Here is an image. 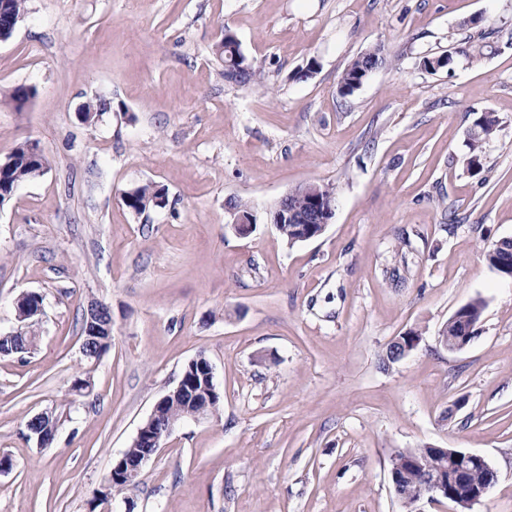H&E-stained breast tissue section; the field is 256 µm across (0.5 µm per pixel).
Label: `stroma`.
Segmentation results:
<instances>
[{
  "mask_svg": "<svg viewBox=\"0 0 512 512\" xmlns=\"http://www.w3.org/2000/svg\"><path fill=\"white\" fill-rule=\"evenodd\" d=\"M484 30L492 54L424 69ZM227 31L262 85L225 82ZM375 45L386 67L341 96ZM98 97L111 110L78 121ZM483 112L500 124L475 175ZM25 140L49 165L0 207V336L20 294L44 314L30 353L0 356V512H403L391 458L423 446L484 456L497 479L473 512H512V279L483 256L512 238V0H27L0 43V159ZM149 181L169 204L135 213L123 196ZM305 183L336 185V211L291 246L268 212ZM240 199L257 209L244 237ZM477 297L474 338L448 351L444 326ZM94 301L112 345L90 362ZM410 332L417 347L387 361ZM201 355L219 414L107 493ZM45 411L42 447L27 423ZM374 64H379L381 68L387 64L384 48L381 46L365 50L347 64L342 72L339 93L342 96L352 95L369 78H363L365 71ZM498 126L499 118L492 112H483L474 119L470 129L468 159V166L472 173L477 174L483 169L482 144L497 130ZM230 204L236 213H247L253 209L251 204L247 201L236 200ZM233 209H231L232 222L229 224L230 228L239 236L249 235L256 225L257 218L255 212L253 211L249 216H244L242 214H236Z\"/></svg>",
  "mask_w": 512,
  "mask_h": 512,
  "instance_id": "stroma-1",
  "label": "stroma"
}]
</instances>
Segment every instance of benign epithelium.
<instances>
[{"label":"benign epithelium","mask_w":512,"mask_h":512,"mask_svg":"<svg viewBox=\"0 0 512 512\" xmlns=\"http://www.w3.org/2000/svg\"><path fill=\"white\" fill-rule=\"evenodd\" d=\"M281 218L294 224H305L308 227L307 234L303 240L308 241L322 234L335 214L336 202L328 201L320 197L319 192L314 190L303 199H292L284 194L279 199ZM256 225V215L244 216L232 214L230 228L239 236H247ZM473 339L472 328L466 324L462 325V331L457 336L443 338V345L451 352H458L465 349ZM194 381L187 375H182L173 389L168 391L154 405L147 420L139 427L134 442L146 441L153 447H163L165 441L171 436L174 429L186 420L200 421L211 417V403L220 397L216 386H211L205 394V399L196 401V406L181 419H167L162 413L166 405L190 391ZM31 431L35 434L37 444L46 446L53 441L55 426L51 422V416L41 413L31 420ZM445 456L438 471L425 476V490L417 496L411 497L408 493H402L404 501L413 512H420L419 504L425 500L434 502L446 499L454 504L455 512H472L475 504L482 501L488 494L492 484L481 487L469 488L466 476L471 468L477 465L489 466L488 461L481 455L465 452L454 448L444 449ZM149 458H144L136 466L125 467L122 465L123 458H118L112 463V479L127 480L136 482L144 465Z\"/></svg>","instance_id":"benign-epithelium-1"}]
</instances>
